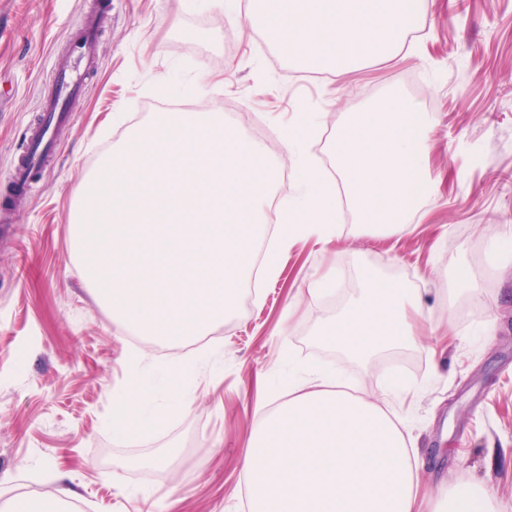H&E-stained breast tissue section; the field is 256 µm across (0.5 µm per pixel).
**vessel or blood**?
Segmentation results:
<instances>
[{
    "mask_svg": "<svg viewBox=\"0 0 512 512\" xmlns=\"http://www.w3.org/2000/svg\"><path fill=\"white\" fill-rule=\"evenodd\" d=\"M96 40V30H83L69 44L70 55L76 62L75 67L52 65V90L39 100L41 127L28 139L22 156L14 161L6 176L12 198L18 199L27 193L35 174L54 151L52 133L65 122L68 104L82 87L85 71L94 67Z\"/></svg>",
    "mask_w": 512,
    "mask_h": 512,
    "instance_id": "b4317fda",
    "label": "vessel or blood"
}]
</instances>
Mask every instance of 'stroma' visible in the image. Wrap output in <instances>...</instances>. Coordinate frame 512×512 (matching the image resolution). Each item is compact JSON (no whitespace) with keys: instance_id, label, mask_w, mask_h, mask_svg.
Listing matches in <instances>:
<instances>
[{"instance_id":"1","label":"stroma","mask_w":512,"mask_h":512,"mask_svg":"<svg viewBox=\"0 0 512 512\" xmlns=\"http://www.w3.org/2000/svg\"><path fill=\"white\" fill-rule=\"evenodd\" d=\"M101 9L97 66L58 132L56 162L0 205V508L69 487L66 512H249L240 469L259 411L323 371L342 391L401 408L425 492L481 487L512 512V0H429L403 53L335 74L305 69L216 0H0V179L37 119L49 61ZM164 77L167 99L219 107L245 132L320 113L308 150L327 173L336 128L398 93L431 125L438 189L407 234L376 237L345 208L331 240L294 239L203 349L133 343L83 279L70 220L132 125L157 120L140 106ZM329 268L331 303L308 292ZM363 269L417 289L422 318L406 345L360 360L317 333L359 296ZM466 270L478 299L449 295ZM481 301L496 304L489 335ZM194 356L202 367L170 395L163 423L114 441V395ZM131 457L142 466L127 467Z\"/></svg>"}]
</instances>
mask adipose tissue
Returning <instances> with one entry per match:
<instances>
[{"label": "adipose tissue", "instance_id": "ef3b65f1", "mask_svg": "<svg viewBox=\"0 0 512 512\" xmlns=\"http://www.w3.org/2000/svg\"><path fill=\"white\" fill-rule=\"evenodd\" d=\"M425 0H259L260 27L291 58L343 71L370 56L393 57ZM322 340L355 358L408 342L420 314L414 289L371 276ZM136 424L114 400L113 431L127 441L160 421L156 387L139 381ZM395 409L307 377L252 431L241 475L253 512H420V464Z\"/></svg>", "mask_w": 512, "mask_h": 512}]
</instances>
